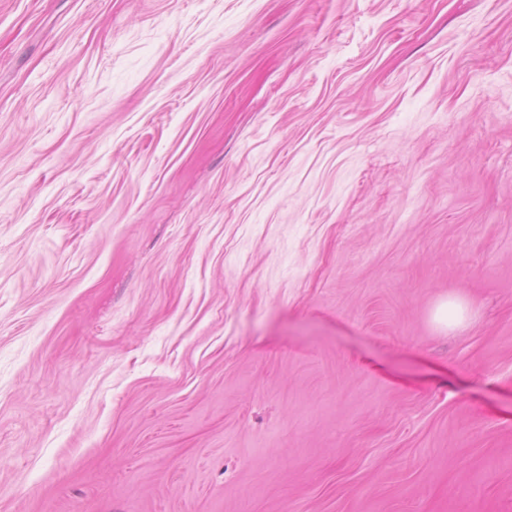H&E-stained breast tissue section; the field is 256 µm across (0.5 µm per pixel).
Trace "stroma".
I'll use <instances>...</instances> for the list:
<instances>
[{"instance_id":"obj_1","label":"stroma","mask_w":512,"mask_h":512,"mask_svg":"<svg viewBox=\"0 0 512 512\" xmlns=\"http://www.w3.org/2000/svg\"><path fill=\"white\" fill-rule=\"evenodd\" d=\"M0 512H512V0H0ZM434 319L446 328L458 326L464 320V308L457 301H444L436 308Z\"/></svg>"}]
</instances>
